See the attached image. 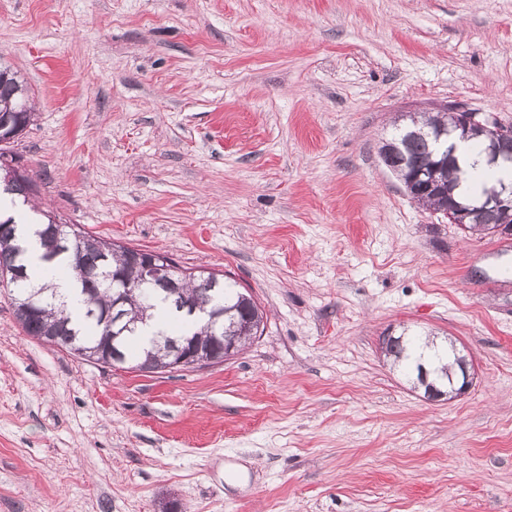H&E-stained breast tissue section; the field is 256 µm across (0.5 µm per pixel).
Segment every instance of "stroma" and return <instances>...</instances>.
Listing matches in <instances>:
<instances>
[{"label":"stroma","instance_id":"1","mask_svg":"<svg viewBox=\"0 0 512 512\" xmlns=\"http://www.w3.org/2000/svg\"><path fill=\"white\" fill-rule=\"evenodd\" d=\"M0 61L35 202L264 311L231 359L141 373L30 339L0 288V512H512V237L378 152L420 107L512 125V0H0ZM405 330L472 387L411 390ZM428 348L432 351L429 359L424 360L422 352L419 353L420 348ZM382 349L386 357L393 359V362H397L403 366L409 373L415 374L417 383L423 387V381L421 378V371L424 367L429 373V382L435 384L437 388L442 389L436 385L437 381L442 386L448 387V368L452 363V359L455 365L458 366L462 373L463 387L457 391L453 388L451 393L461 394L473 383L475 376L474 365L472 361H469L455 345H452V359L448 356V347H430L426 337L419 335H413L404 338L402 335L389 336L382 340ZM424 395L426 396L428 386L424 385ZM443 391H446L442 389Z\"/></svg>","mask_w":512,"mask_h":512}]
</instances>
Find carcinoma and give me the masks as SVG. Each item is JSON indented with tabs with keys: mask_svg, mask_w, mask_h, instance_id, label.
I'll return each instance as SVG.
<instances>
[{
	"mask_svg": "<svg viewBox=\"0 0 512 512\" xmlns=\"http://www.w3.org/2000/svg\"><path fill=\"white\" fill-rule=\"evenodd\" d=\"M438 116L437 112H424L419 119L412 118L409 124L395 127L394 137L400 140L401 150L386 156L383 162L399 178L405 180L411 172L441 161L446 149L453 143V137L448 134L443 135L441 141H436L435 128L442 123ZM32 122L33 112L26 82L18 79L8 67L0 65V125L8 132L18 126L27 127ZM7 160L16 161V154L0 145V190L17 196L25 203L35 195L37 184L29 175L10 179L3 176V163ZM443 176L453 197L462 204H478L500 186L497 182L486 187L478 197L466 194L463 191L466 182H478L480 177L451 160L444 163ZM42 217L36 231L43 248L40 260L47 264L48 275L53 276L60 271L54 262L66 259L68 274L80 286L83 308L74 315L50 286L36 288L29 283L27 248L11 227L14 223L11 218L0 221V276L15 263L21 266L23 275L18 280L9 279L0 285L13 299L15 317L27 335L41 342L47 341L50 336L52 345L78 355L83 347L101 348L112 336V328L103 322L101 314L112 308L116 289L112 288V279L102 277L100 273L125 269L128 266L126 253L122 248L113 246V241L95 237L83 230L79 231V236L72 238L67 249L60 250L55 240L44 233L45 227L55 223V217L48 213L42 214ZM492 220L493 216L489 213H477L466 225L465 231L485 235L487 224ZM86 270H95L98 275H86ZM182 285L180 296L198 301L210 312L223 313L215 330L224 334V338L234 337L238 346L243 347L251 337L258 335L263 312L252 296L238 288L236 282L225 277L223 287L214 290L202 287L199 280L188 275L182 277ZM30 297L37 304L35 311L25 308L23 304ZM128 310L131 316L140 314L147 317V323L155 324L144 343L138 341L144 330L126 334L120 352L129 363L149 360L155 367L163 369L169 362L168 340L183 342L207 336L205 322L179 311L174 301L157 296V285L152 283H143L134 289ZM424 347H429L427 338L419 335L406 338L401 335L389 336L382 340L385 356L415 375L418 384H423L421 371L425 369L429 373V382L449 386L448 368L452 359L448 356V347H429L432 354L427 359L419 353Z\"/></svg>",
	"mask_w": 512,
	"mask_h": 512,
	"instance_id": "cac0c4a2",
	"label": "carcinoma"
}]
</instances>
